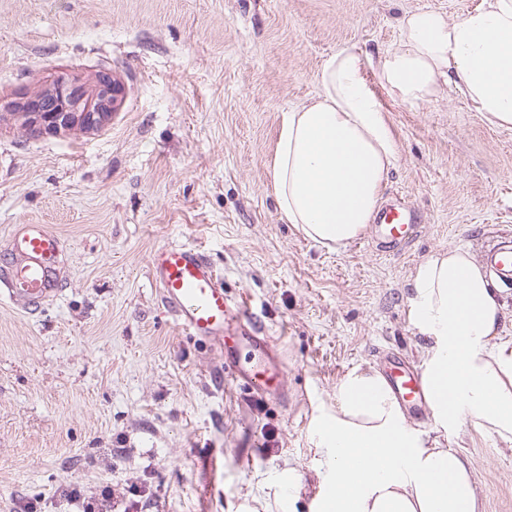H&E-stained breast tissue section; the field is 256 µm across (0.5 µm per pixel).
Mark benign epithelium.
<instances>
[{"mask_svg":"<svg viewBox=\"0 0 512 512\" xmlns=\"http://www.w3.org/2000/svg\"><path fill=\"white\" fill-rule=\"evenodd\" d=\"M125 87L103 71L92 87L56 81L39 93H21L4 109L23 128L37 135L86 130L103 122L122 103Z\"/></svg>","mask_w":512,"mask_h":512,"instance_id":"obj_1","label":"benign epithelium"}]
</instances>
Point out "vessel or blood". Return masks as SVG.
I'll return each instance as SVG.
<instances>
[{"mask_svg":"<svg viewBox=\"0 0 512 512\" xmlns=\"http://www.w3.org/2000/svg\"><path fill=\"white\" fill-rule=\"evenodd\" d=\"M420 222L411 205H389L377 214L368 238L378 251L391 252L412 239ZM63 255V240L48 225H15L0 255V296L26 311L53 301L64 281ZM486 257L495 274L512 277L511 238L497 240ZM149 272L178 326L219 344L224 372L234 385L257 398L284 396L286 369L275 338L260 330L245 303L228 297L221 274L200 248L159 247ZM385 380L402 408L423 412L426 396L418 372L393 360Z\"/></svg>","mask_w":512,"mask_h":512,"instance_id":"1","label":"vessel or blood"}]
</instances>
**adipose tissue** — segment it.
Returning a JSON list of instances; mask_svg holds the SVG:
<instances>
[{"instance_id":"ef3b65f1","label":"adipose tissue","mask_w":512,"mask_h":512,"mask_svg":"<svg viewBox=\"0 0 512 512\" xmlns=\"http://www.w3.org/2000/svg\"><path fill=\"white\" fill-rule=\"evenodd\" d=\"M367 63L353 43L323 61L319 94L284 114L269 165L279 213L330 248L371 222L398 159L379 91L413 105L453 85L490 124L512 128V0H483L453 21L407 14L374 75ZM408 286L410 322L427 339L423 384L435 432L472 422L512 443V336L492 277L461 245L429 255ZM313 429L323 490L312 512L482 510L470 461L425 444L378 370L346 374Z\"/></svg>"}]
</instances>
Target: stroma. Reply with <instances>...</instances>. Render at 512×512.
Masks as SVG:
<instances>
[{"label": "stroma", "instance_id": "35a3bbf8", "mask_svg": "<svg viewBox=\"0 0 512 512\" xmlns=\"http://www.w3.org/2000/svg\"><path fill=\"white\" fill-rule=\"evenodd\" d=\"M481 0H0V103L112 71L125 97L100 131L28 137L0 123V248L12 225L66 246L58 298L0 299V512H77L63 497L140 490L141 512H297L317 488L312 421L355 368L421 366L408 281L432 252L512 233V129L456 88L385 101L399 156L383 202L422 222L395 253L334 250L286 223L268 164L284 112L319 91L346 43L382 59L402 17L457 19ZM200 247L286 363L287 402L224 379V356L177 326L147 274L168 243ZM427 441L465 453L484 512H512V443L474 424Z\"/></svg>", "mask_w": 512, "mask_h": 512}]
</instances>
